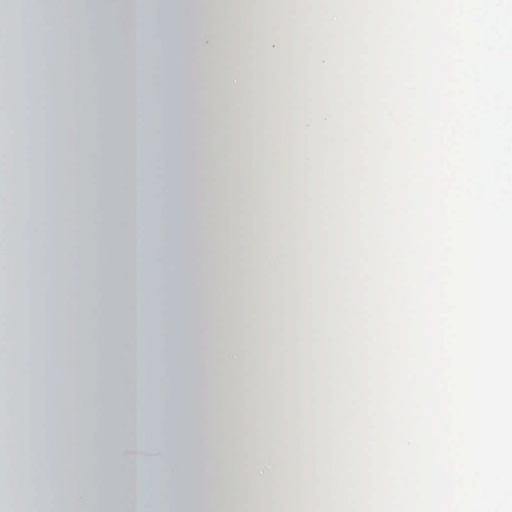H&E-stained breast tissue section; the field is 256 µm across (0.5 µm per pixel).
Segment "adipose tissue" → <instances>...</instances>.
Segmentation results:
<instances>
[{
  "label": "adipose tissue",
  "mask_w": 512,
  "mask_h": 512,
  "mask_svg": "<svg viewBox=\"0 0 512 512\" xmlns=\"http://www.w3.org/2000/svg\"><path fill=\"white\" fill-rule=\"evenodd\" d=\"M185 2L0 9V512H59L57 479L69 512H88L103 463L123 512H210L219 489L223 512H254L251 489L277 491L298 471L300 512L361 500L345 194L356 129L352 87L336 80L356 0H288L279 23L256 28L238 0L205 25ZM50 43L73 93L55 89ZM216 57L223 70L196 97L199 64ZM256 58L285 94L249 125ZM104 84L112 127L94 145ZM36 112L69 119L35 128ZM251 156L274 175L269 190L250 192ZM100 166L108 177L87 194ZM93 239L105 250L86 249ZM59 255L62 277L49 264ZM262 295L288 355L251 357ZM194 335L206 351L191 365Z\"/></svg>",
  "instance_id": "obj_1"
}]
</instances>
